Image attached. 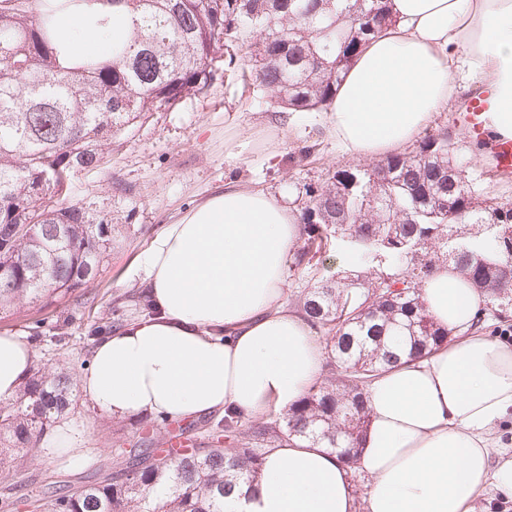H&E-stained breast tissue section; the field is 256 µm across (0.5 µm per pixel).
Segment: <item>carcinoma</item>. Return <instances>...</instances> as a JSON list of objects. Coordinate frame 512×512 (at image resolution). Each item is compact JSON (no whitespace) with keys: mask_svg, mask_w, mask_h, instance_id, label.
Returning a JSON list of instances; mask_svg holds the SVG:
<instances>
[{"mask_svg":"<svg viewBox=\"0 0 512 512\" xmlns=\"http://www.w3.org/2000/svg\"><path fill=\"white\" fill-rule=\"evenodd\" d=\"M74 10L102 32L110 17L122 18L125 38L99 56L77 52L61 33ZM392 23L389 0H0V268L8 271L0 277V321L25 304L42 311L93 303L85 288L112 238L100 229L105 218L69 196L71 175L101 168L112 136L133 131L148 113L205 93L224 49L249 40L255 79L280 108L304 112L329 106L353 58ZM380 167L385 185L372 179ZM465 180L448 140L431 136L409 155L338 169L322 186L304 188L294 264L336 241L363 266L313 284L300 301L325 337L320 385L272 422L245 429L242 417L224 411L205 421L208 447L171 460L141 439L110 475L44 486L35 495L42 512H224L232 485L251 484L265 449L290 439L335 449L355 465L369 422L368 383L401 358L453 340L425 309L419 283L452 261L478 289L499 297L512 286V203L453 189ZM16 224L28 226L19 238ZM458 224L482 227L495 255L475 253L472 241L448 249ZM379 258L389 270L374 267ZM123 323L117 306L87 335ZM394 335L406 337L399 349L388 346ZM76 402L74 373L60 364L39 368L15 399L0 401V470L18 451H37Z\"/></svg>","mask_w":512,"mask_h":512,"instance_id":"obj_1","label":"carcinoma"}]
</instances>
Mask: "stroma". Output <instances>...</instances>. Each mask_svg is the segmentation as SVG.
Listing matches in <instances>:
<instances>
[{
	"instance_id": "obj_1",
	"label": "stroma",
	"mask_w": 512,
	"mask_h": 512,
	"mask_svg": "<svg viewBox=\"0 0 512 512\" xmlns=\"http://www.w3.org/2000/svg\"><path fill=\"white\" fill-rule=\"evenodd\" d=\"M476 85V79H459L448 105L434 113L422 134L450 135L452 160L464 170L476 197L512 203V177L496 172L485 144L470 139L457 121L461 102ZM362 165L340 150L323 114L276 111L252 75L220 67L206 94L153 113L131 133L114 136L106 167L75 172L73 199L91 215L107 217L112 236V249L87 288L95 305L42 312L25 307L14 320L0 322V331L19 336L35 362L61 360L74 374H82L95 348L87 337L89 325L109 318L118 304L125 317H139L132 302L142 291L138 259L183 211L229 183L266 189L289 204L303 187L322 184L336 170ZM356 261V254L341 243L317 254L309 266L287 267L289 304H296L308 286L334 278ZM61 321L69 324L62 338L54 330ZM67 420L73 427L71 447L18 460L0 473V512H17L16 498L35 494L42 485L74 483L112 467L119 449L142 436L163 447L179 427L177 421L154 416L133 415L118 422L84 397Z\"/></svg>"
}]
</instances>
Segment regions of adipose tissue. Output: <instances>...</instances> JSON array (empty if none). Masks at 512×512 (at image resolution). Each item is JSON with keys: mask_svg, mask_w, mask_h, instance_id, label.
Returning a JSON list of instances; mask_svg holds the SVG:
<instances>
[{"mask_svg": "<svg viewBox=\"0 0 512 512\" xmlns=\"http://www.w3.org/2000/svg\"><path fill=\"white\" fill-rule=\"evenodd\" d=\"M396 25L372 39L329 108L351 156L401 151L447 105L459 72L494 91L487 128L512 138V0H391ZM302 234L272 193L227 184L152 241L138 267L156 316L113 331L79 377L84 396L115 419L178 420L232 408L259 420L321 381L323 352L289 308L285 271ZM447 347L400 361L366 388L371 421L359 469L367 512H478L512 498V447L494 430L512 414V339L473 332L486 296L451 264L421 284ZM33 360L0 333V401L16 397ZM349 469L307 441L272 449L253 485L224 512H356Z\"/></svg>", "mask_w": 512, "mask_h": 512, "instance_id": "ef3b65f1", "label": "adipose tissue"}]
</instances>
